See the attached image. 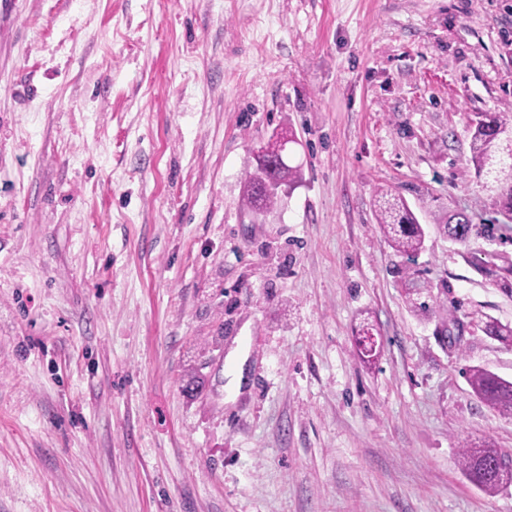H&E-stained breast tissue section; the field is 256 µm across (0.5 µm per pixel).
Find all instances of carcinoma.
<instances>
[{"mask_svg": "<svg viewBox=\"0 0 512 512\" xmlns=\"http://www.w3.org/2000/svg\"><path fill=\"white\" fill-rule=\"evenodd\" d=\"M470 163L477 183L497 196L498 214L502 219L493 223L512 224V115L500 112L485 114L470 129ZM296 142L293 134L278 135L261 150L262 158L276 161L282 153V141ZM297 168L282 163L270 170L257 165L244 183L243 199L251 211L261 214L276 202L279 189L267 186L275 180L292 183ZM377 221L389 246L398 254L413 259L423 248L424 230L418 219L400 195L388 191L376 199ZM445 232L457 242L464 243L472 227V218L460 211L440 219ZM406 294L414 310L420 314L432 311L429 299L423 298L419 280L412 277L405 284ZM484 332L493 338L512 343V327L491 319L484 324ZM468 381L474 394L502 414L512 415V381L503 379L476 366L467 368ZM460 464L466 477L485 491H496L512 482V460L508 453L492 443L468 445Z\"/></svg>", "mask_w": 512, "mask_h": 512, "instance_id": "obj_1", "label": "carcinoma"}]
</instances>
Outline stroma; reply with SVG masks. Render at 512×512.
I'll return each mask as SVG.
<instances>
[{"instance_id": "stroma-1", "label": "stroma", "mask_w": 512, "mask_h": 512, "mask_svg": "<svg viewBox=\"0 0 512 512\" xmlns=\"http://www.w3.org/2000/svg\"><path fill=\"white\" fill-rule=\"evenodd\" d=\"M487 112L512 0H0V512H512L460 466L512 451L464 373L512 380L482 330L512 325V227L467 165ZM283 128L300 179L258 216ZM297 177V167L289 166L285 161L282 167L269 170L262 167L261 159L258 158V165L253 173H249L244 183L243 199L251 211L261 214L269 209L276 202L279 194V187L267 186L271 180L285 181L291 184ZM377 221L389 246L412 260L423 248L424 230L400 195L380 192L376 199ZM438 222L443 224L445 232L452 240L461 243L468 239L473 224L472 218L462 211L450 217L445 215L442 219H438Z\"/></svg>"}]
</instances>
